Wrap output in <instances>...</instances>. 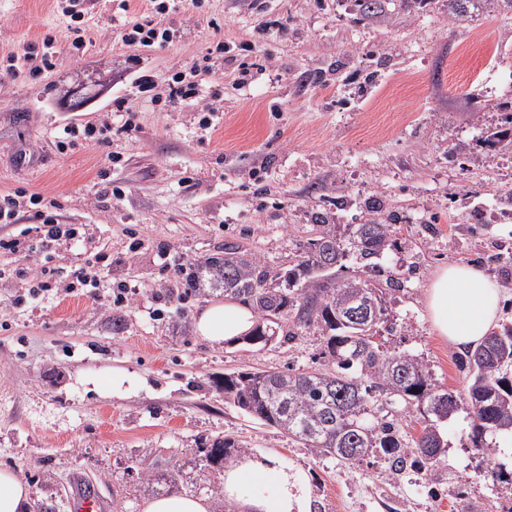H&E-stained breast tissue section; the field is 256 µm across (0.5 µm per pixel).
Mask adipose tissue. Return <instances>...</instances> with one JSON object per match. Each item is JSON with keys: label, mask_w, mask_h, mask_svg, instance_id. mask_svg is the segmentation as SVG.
Wrapping results in <instances>:
<instances>
[{"label": "adipose tissue", "mask_w": 512, "mask_h": 512, "mask_svg": "<svg viewBox=\"0 0 512 512\" xmlns=\"http://www.w3.org/2000/svg\"><path fill=\"white\" fill-rule=\"evenodd\" d=\"M501 290L480 268H440L426 290L435 331L455 346L478 345L495 325ZM256 324L251 309L231 300L207 302L195 317V331L211 347L235 345ZM223 495L237 512H313V488L306 471L276 454L243 457L225 468Z\"/></svg>", "instance_id": "ef3b65f1"}]
</instances>
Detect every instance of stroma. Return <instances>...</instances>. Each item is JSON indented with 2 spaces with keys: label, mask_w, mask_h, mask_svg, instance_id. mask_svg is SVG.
<instances>
[{
  "label": "stroma",
  "mask_w": 512,
  "mask_h": 512,
  "mask_svg": "<svg viewBox=\"0 0 512 512\" xmlns=\"http://www.w3.org/2000/svg\"><path fill=\"white\" fill-rule=\"evenodd\" d=\"M267 5L262 13L251 0H185L167 18L178 38L149 49L118 39L110 0H96L76 57L57 0H0V58L47 34L58 48L38 77L0 73V195L41 193L60 203L62 223L85 232L83 247L56 250L59 289L32 302L26 281L0 280V469L56 512H68L83 482L101 493L104 512H141L146 476L228 435L246 452L303 467L314 512H512V441L499 440L488 457L474 450L465 411L443 424L448 448L434 470L399 475L377 458L352 466L318 455L246 416L219 379L319 367L322 337L311 330L289 343L215 350L194 333L200 301L167 293L178 267L224 242L279 265L310 237L315 216L363 224L376 200L402 243L381 261L400 287L380 341L419 355L436 385L462 390L461 352L434 331L425 287L440 267L477 265L502 290L501 319L512 320V259L488 260L495 231L479 221L482 204L512 200V157L487 141L512 114V11L485 0L458 21L448 0H383L368 17L336 0ZM220 40L272 52L276 73L242 88L237 62L215 55L206 77L223 111L215 130H200L195 105L142 102L129 80L132 57L163 85L173 67L191 66ZM73 90L85 98L76 109ZM117 95L136 131L57 152L58 126L110 119ZM111 153L120 166H109ZM106 180L119 195H103ZM97 248L112 257V284L65 293ZM119 281L139 293L116 307ZM118 373L131 377V390L113 391ZM490 459L502 475L484 482Z\"/></svg>",
  "instance_id": "35a3bbf8"
}]
</instances>
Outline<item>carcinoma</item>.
<instances>
[{"label":"carcinoma","mask_w":512,"mask_h":512,"mask_svg":"<svg viewBox=\"0 0 512 512\" xmlns=\"http://www.w3.org/2000/svg\"><path fill=\"white\" fill-rule=\"evenodd\" d=\"M315 224L312 236L288 265H270L237 243H226L204 260L181 267L180 295L197 299L222 294L250 308L258 322L247 340L290 342L298 330L317 327L328 367L296 372L272 369L224 375V395L245 415L279 430L315 453L345 464L369 456L395 472L421 470L441 460L448 447L441 425L455 410L471 420L472 447L488 454L486 436L512 434V321L492 328L467 350V385L454 394L432 383L423 361L408 351L388 352L376 341L390 313L381 286L379 259L397 247L395 225L375 216L367 224ZM354 266L357 274L338 278ZM416 411L422 431L400 426ZM242 446L217 437L198 449V461L222 474ZM186 476L184 466L148 478L156 495H167Z\"/></svg>","instance_id":"1"}]
</instances>
